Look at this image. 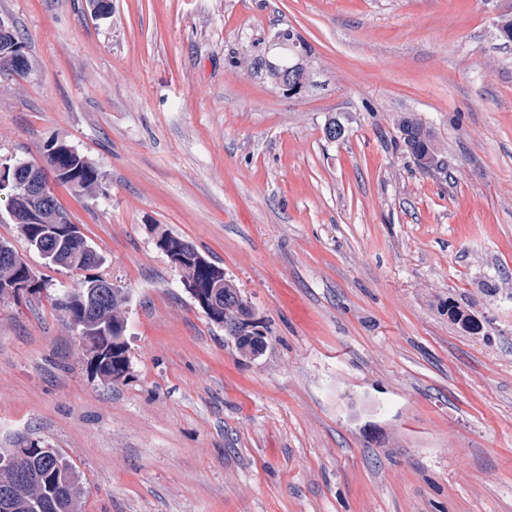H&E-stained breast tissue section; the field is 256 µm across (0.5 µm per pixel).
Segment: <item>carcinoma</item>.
<instances>
[{"instance_id":"cac0c4a2","label":"carcinoma","mask_w":512,"mask_h":512,"mask_svg":"<svg viewBox=\"0 0 512 512\" xmlns=\"http://www.w3.org/2000/svg\"><path fill=\"white\" fill-rule=\"evenodd\" d=\"M238 66L246 71H261L274 89L282 78V70L264 60L252 62L245 57L238 61ZM397 126L414 160L429 152L441 155L434 132L417 116L404 115L398 119ZM38 152L37 164L46 174L64 172L65 177L59 178V184L80 196L90 197L99 190L100 169L65 141L50 137L38 145ZM73 225L68 211L55 203L43 211L41 223L19 224L17 228L31 249L40 254L46 249L58 252L65 269L89 270L98 266L101 256L84 234L66 236ZM2 247L10 252V258L6 262L0 260V294L5 287L20 281L27 283L30 293L41 292L45 285L36 279L12 244L1 239ZM168 247H178L188 256L190 263L182 264L180 270L184 279L193 282L201 292H206V286L214 282L224 283V303L212 314L204 310L208 318L221 326L237 322L241 314L235 297L237 286L231 280L224 281V270L207 260L202 264L195 262L199 252L182 237L169 235ZM94 281V277L85 278L79 287L54 298L53 306L78 329L82 351L94 374L116 385L125 380L130 366L126 339L127 297L116 288H106L101 295L98 289L89 287ZM448 317L475 331L480 329L470 315L452 302L448 303ZM0 512H82L81 488L71 461L57 449L37 442L27 448L0 450Z\"/></svg>"}]
</instances>
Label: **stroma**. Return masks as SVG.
Listing matches in <instances>:
<instances>
[{
	"label": "stroma",
	"mask_w": 512,
	"mask_h": 512,
	"mask_svg": "<svg viewBox=\"0 0 512 512\" xmlns=\"http://www.w3.org/2000/svg\"><path fill=\"white\" fill-rule=\"evenodd\" d=\"M512 0H0V165L58 135L104 175L52 190L103 256L0 295V448L70 459L83 512H512ZM291 29V96L236 65ZM442 145L426 173L395 124ZM337 118L343 136L324 125ZM183 237L269 330L241 358L157 248ZM129 296L124 382L51 300ZM470 313L471 332L445 302ZM2 48V51H1ZM27 56V52H26ZM24 50L20 48L14 41L13 27L5 22L2 18L0 19V72H8L18 78H24L30 70V63L28 60V66L25 70L16 71L14 73L7 70H14L20 68L26 58Z\"/></svg>",
	"instance_id": "1"
}]
</instances>
